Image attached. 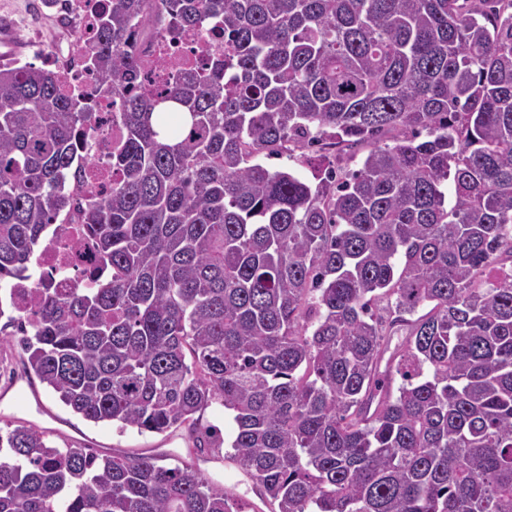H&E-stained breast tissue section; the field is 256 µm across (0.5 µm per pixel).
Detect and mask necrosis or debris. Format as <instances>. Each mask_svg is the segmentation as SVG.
<instances>
[{
    "label": "necrosis or debris",
    "mask_w": 512,
    "mask_h": 512,
    "mask_svg": "<svg viewBox=\"0 0 512 512\" xmlns=\"http://www.w3.org/2000/svg\"><path fill=\"white\" fill-rule=\"evenodd\" d=\"M102 0H30V11L54 20L59 42L46 48L42 61L46 68L65 80L69 93L98 102L93 129L84 142L93 159L94 187L83 190L75 199L77 205L104 195L112 185V153L123 137L120 102L100 97L91 77L88 63L93 53L92 22L94 10ZM204 45L200 37L186 31L175 38H162L145 53L143 76L146 84H154L157 75L173 77L179 70L202 59ZM98 258L85 240L77 236L71 225L57 224L47 245L40 251L37 267L41 274L51 276L53 287L67 291L79 269H91Z\"/></svg>",
    "instance_id": "necrosis-or-debris-1"
}]
</instances>
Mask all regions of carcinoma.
Returning <instances> with one entry per match:
<instances>
[{"mask_svg":"<svg viewBox=\"0 0 512 512\" xmlns=\"http://www.w3.org/2000/svg\"><path fill=\"white\" fill-rule=\"evenodd\" d=\"M109 2L107 195L66 192L95 113L0 66V282L78 224L101 271L9 317L24 371L87 421L187 429L191 460L21 423L0 512H512V0ZM164 30L224 45L148 89ZM330 147L315 185L260 162ZM214 403L258 505L198 466Z\"/></svg>","mask_w":512,"mask_h":512,"instance_id":"cac0c4a2","label":"carcinoma"}]
</instances>
